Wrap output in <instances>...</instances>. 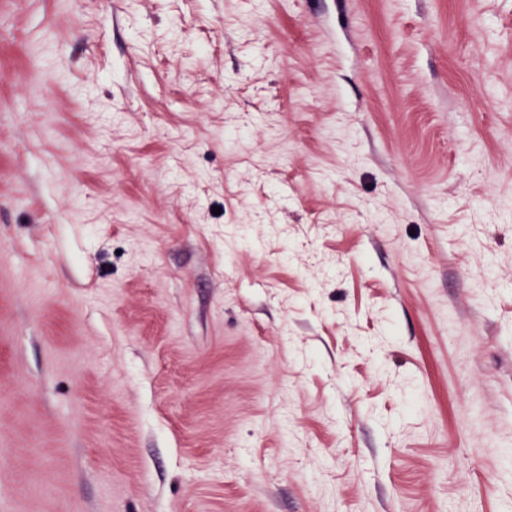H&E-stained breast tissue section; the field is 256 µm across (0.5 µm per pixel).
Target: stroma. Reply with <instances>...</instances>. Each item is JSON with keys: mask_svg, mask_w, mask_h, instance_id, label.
Instances as JSON below:
<instances>
[{"mask_svg": "<svg viewBox=\"0 0 512 512\" xmlns=\"http://www.w3.org/2000/svg\"><path fill=\"white\" fill-rule=\"evenodd\" d=\"M0 512H512V0H0Z\"/></svg>", "mask_w": 512, "mask_h": 512, "instance_id": "1", "label": "stroma"}]
</instances>
